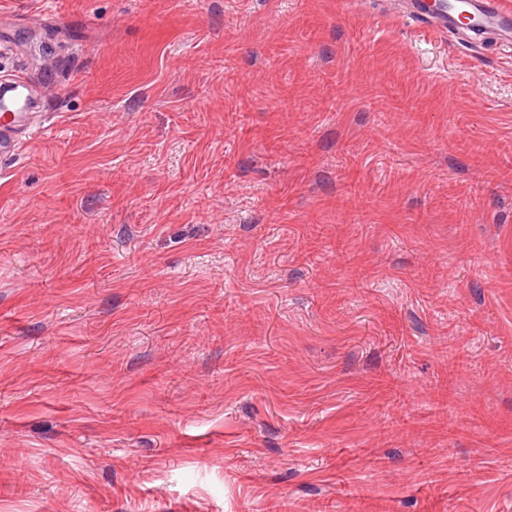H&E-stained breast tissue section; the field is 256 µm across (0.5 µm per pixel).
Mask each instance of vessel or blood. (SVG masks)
I'll use <instances>...</instances> for the list:
<instances>
[{
  "label": "vessel or blood",
  "mask_w": 512,
  "mask_h": 512,
  "mask_svg": "<svg viewBox=\"0 0 512 512\" xmlns=\"http://www.w3.org/2000/svg\"><path fill=\"white\" fill-rule=\"evenodd\" d=\"M413 17L426 19L430 30L447 32L470 18L479 31L495 29L512 37V7L504 0H413ZM0 98L10 101L9 111L0 113V157L21 153L35 132L31 124L33 98L23 69L0 78Z\"/></svg>",
  "instance_id": "1"
}]
</instances>
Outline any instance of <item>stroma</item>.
Here are the masks:
<instances>
[{"label":"stroma","mask_w":512,"mask_h":512,"mask_svg":"<svg viewBox=\"0 0 512 512\" xmlns=\"http://www.w3.org/2000/svg\"><path fill=\"white\" fill-rule=\"evenodd\" d=\"M0 512H512V57L389 0H0ZM1 97L13 104L8 108L11 112L0 111V157H14L21 153L28 140L34 138V133L41 131L45 134L51 127L44 124L32 127L33 98L22 67L1 77Z\"/></svg>","instance_id":"1"}]
</instances>
